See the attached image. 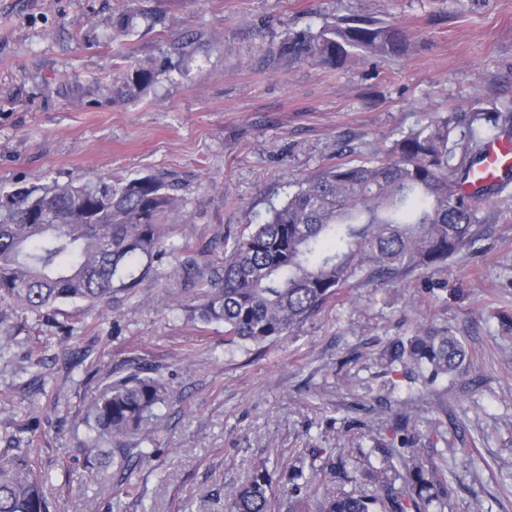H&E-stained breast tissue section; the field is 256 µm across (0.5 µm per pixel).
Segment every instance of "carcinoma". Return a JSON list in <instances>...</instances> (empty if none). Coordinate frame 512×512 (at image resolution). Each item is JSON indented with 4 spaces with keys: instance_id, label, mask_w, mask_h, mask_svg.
<instances>
[{
    "instance_id": "obj_1",
    "label": "carcinoma",
    "mask_w": 512,
    "mask_h": 512,
    "mask_svg": "<svg viewBox=\"0 0 512 512\" xmlns=\"http://www.w3.org/2000/svg\"><path fill=\"white\" fill-rule=\"evenodd\" d=\"M408 39L392 24L346 19L292 31L280 54L338 69L360 52L404 53ZM137 91L154 71L124 73ZM512 100L473 104L397 133L382 156L328 166L300 179L285 199L224 251L210 249L182 262L201 287L191 312L203 324H224V344L263 347L290 335L344 288L389 285L448 267L475 243L487 216L482 204L505 185L471 193L473 170L490 139H512ZM185 200L175 184L148 175L114 186L104 177L83 185L18 188L0 195V298L24 313L44 314L65 302L99 304L130 293L156 273L172 224H184ZM408 360L427 381L458 372L466 359L448 330L420 328L394 343L391 361ZM168 400L160 379L138 370L107 384L87 423L99 456H145L139 445L155 428V410ZM373 495L338 492L315 498L312 482L283 487L278 512H428L448 497L439 466L415 455L404 471L387 466L364 473ZM43 475L25 450L0 454V512H50ZM275 498L266 465L225 496V512H271Z\"/></svg>"
}]
</instances>
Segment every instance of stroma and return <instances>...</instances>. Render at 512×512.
<instances>
[{"mask_svg":"<svg viewBox=\"0 0 512 512\" xmlns=\"http://www.w3.org/2000/svg\"><path fill=\"white\" fill-rule=\"evenodd\" d=\"M353 17L401 28L408 52L339 69L280 56L289 31ZM139 66L155 82L126 91L122 71ZM507 97L512 0H0V194L163 174L189 217L130 294L44 317L0 302V451H33L59 512H224L261 461L277 487L299 460L321 493L369 494L362 472L416 450L448 481L447 505L430 512H512V196L490 199L486 232L446 269L351 286L261 351L190 320L181 266L186 245L223 256L297 179L374 159L430 115ZM421 326L467 351L430 386L390 360ZM137 367L170 398L123 482L122 461L88 452L86 414ZM403 414L411 447L394 432ZM331 448L348 481L325 479Z\"/></svg>","mask_w":512,"mask_h":512,"instance_id":"1","label":"stroma"}]
</instances>
